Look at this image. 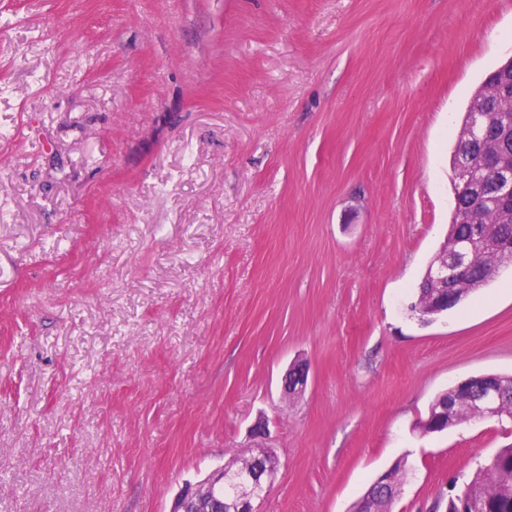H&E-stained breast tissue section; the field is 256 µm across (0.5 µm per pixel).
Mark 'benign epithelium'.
<instances>
[{"label":"benign epithelium","instance_id":"obj_1","mask_svg":"<svg viewBox=\"0 0 512 512\" xmlns=\"http://www.w3.org/2000/svg\"><path fill=\"white\" fill-rule=\"evenodd\" d=\"M484 166L497 176L494 185L504 209H512V167L504 164L493 152L483 154ZM467 255L462 250L437 256L424 271L426 283L436 286L432 291L430 309L419 310L418 319L428 324L448 311L449 294L454 288L457 276L465 269ZM307 364L291 366L282 378L284 394L302 392L308 383ZM470 381L457 386L459 399H471L470 416L473 419H486L499 416V402L503 386L492 377L484 379L478 397H470ZM454 405L440 399L434 402L429 415L420 421L419 428L424 433L447 430L450 420L448 410ZM279 461L267 447L257 445L247 450V455L237 466H222L213 470L206 479L195 484H185L176 494L169 512H262L261 505L268 497L277 479ZM229 487L232 492L224 497L216 494V489ZM386 491V497L394 495L389 473H382L362 497L360 512H374L376 489Z\"/></svg>","mask_w":512,"mask_h":512}]
</instances>
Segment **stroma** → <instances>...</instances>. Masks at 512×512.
<instances>
[{
  "instance_id": "stroma-1",
  "label": "stroma",
  "mask_w": 512,
  "mask_h": 512,
  "mask_svg": "<svg viewBox=\"0 0 512 512\" xmlns=\"http://www.w3.org/2000/svg\"><path fill=\"white\" fill-rule=\"evenodd\" d=\"M512 0H0V512H168L253 443L264 512H428L512 427V274L411 318ZM311 372L296 399L289 364ZM492 377H486L480 388V393L477 398L473 397L470 399L472 409L470 410V416L472 419H486L499 416L500 422L511 423L512 422V376L506 375H490ZM506 387V392L501 400L503 394V386ZM501 404L499 406V402ZM499 411V413H498ZM456 395V388H450L445 393L439 395L444 398H448V401L453 400ZM448 401L439 399L435 401L429 411V415L420 421L419 428L422 433H435V432H443L448 430V424H451V421L448 419V408L454 409V404H449ZM383 488L386 491L385 498H392L394 495L393 486L390 485L389 472L379 475L376 481L369 487V490L362 497L359 509L361 512H373L375 500L377 499L375 489Z\"/></svg>"
}]
</instances>
